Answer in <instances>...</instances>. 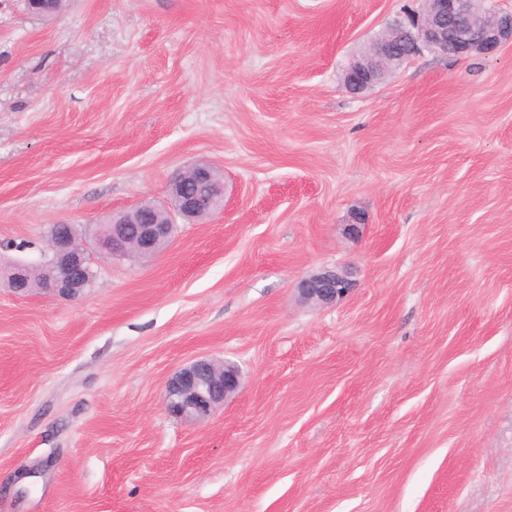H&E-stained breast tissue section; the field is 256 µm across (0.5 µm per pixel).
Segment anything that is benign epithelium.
Wrapping results in <instances>:
<instances>
[{
    "label": "benign epithelium",
    "mask_w": 512,
    "mask_h": 512,
    "mask_svg": "<svg viewBox=\"0 0 512 512\" xmlns=\"http://www.w3.org/2000/svg\"><path fill=\"white\" fill-rule=\"evenodd\" d=\"M425 9L398 22L374 40L344 70L346 88L356 94L379 83L423 47L455 56L491 54L512 42V11L483 6V0H424ZM216 169L201 163L178 174L170 184L167 218L160 222L135 206L105 220L104 229L82 241L74 224H56L48 240L43 266L48 269L47 289L55 296L76 299L91 287L92 255L117 256L126 251L152 257L173 238L177 218L201 219L224 209V183ZM195 180L199 191L187 190ZM32 267L15 261L0 269V286L27 293L24 270ZM350 290L346 274L321 270L299 284L300 297L316 306H328ZM240 368L228 361L200 358L176 372L165 388L168 412L191 422L206 421L240 389Z\"/></svg>",
    "instance_id": "benign-epithelium-1"
}]
</instances>
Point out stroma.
<instances>
[{
	"label": "stroma",
	"mask_w": 512,
	"mask_h": 512,
	"mask_svg": "<svg viewBox=\"0 0 512 512\" xmlns=\"http://www.w3.org/2000/svg\"><path fill=\"white\" fill-rule=\"evenodd\" d=\"M423 7L0 0V258L224 176L82 298L0 288V512H512V43L343 83ZM325 268L350 293L303 302ZM200 357L243 384L196 424ZM241 382V370L235 363L200 358L168 380L165 405L171 415L204 422L239 391Z\"/></svg>",
	"instance_id": "stroma-1"
}]
</instances>
